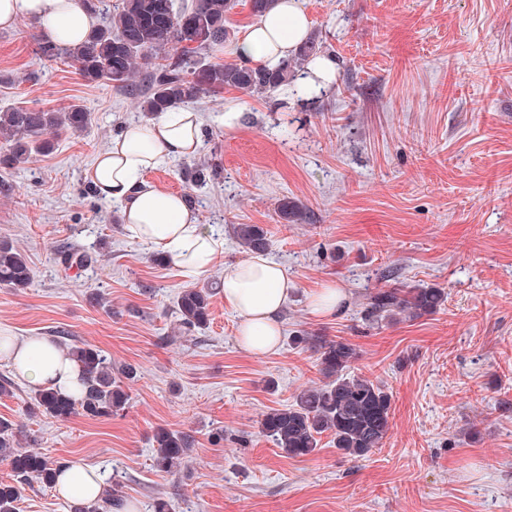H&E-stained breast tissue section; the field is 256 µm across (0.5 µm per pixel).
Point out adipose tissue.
Returning a JSON list of instances; mask_svg holds the SVG:
<instances>
[{
  "label": "adipose tissue",
  "mask_w": 512,
  "mask_h": 512,
  "mask_svg": "<svg viewBox=\"0 0 512 512\" xmlns=\"http://www.w3.org/2000/svg\"><path fill=\"white\" fill-rule=\"evenodd\" d=\"M36 21L44 34L64 47L81 43L96 23L79 0H0V29ZM311 27L301 0H273L271 7L242 32L236 54L247 64L273 67L307 39ZM203 141L197 112L174 108L161 118L130 123L85 170L100 198L118 203L125 234L149 244L184 276L196 277L223 264L220 283L225 305L238 318L237 343L247 353L267 355L282 338V314L296 289L287 265L262 253L224 263V235L200 223L178 194L149 185L147 172L194 156ZM0 361L35 389L73 391L78 366L56 342L42 336L0 339ZM58 493L76 505L100 499L103 485L79 460L68 462L58 477Z\"/></svg>",
  "instance_id": "obj_1"
}]
</instances>
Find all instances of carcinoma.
<instances>
[{
    "mask_svg": "<svg viewBox=\"0 0 512 512\" xmlns=\"http://www.w3.org/2000/svg\"><path fill=\"white\" fill-rule=\"evenodd\" d=\"M236 0H82L87 11L102 19L86 40L74 48H63L49 39L39 42L47 58L66 56L90 83L110 84L136 100L141 111L157 115L185 103L199 101L232 89L259 96L297 79L308 59L319 50V38L303 43L291 58L274 68H257L242 63H213L209 51L230 35L228 15ZM90 113L79 104L63 111L37 107L0 110V139L6 148L0 166L14 168L33 153L49 154L54 136L81 132ZM280 219L299 224L306 212L286 198L277 206ZM233 234L249 252L269 248L264 229L258 224H237ZM31 270L25 255L7 242H0V285L25 288ZM215 288L186 289L175 300L179 329L201 332L210 323V298ZM448 293L434 286L394 284L376 288L366 297L365 312L373 324L395 321L404 315L419 318L436 313ZM296 345L314 348L321 384L301 390L292 404L272 409L260 421L261 433L292 458H305L318 448L322 435L332 438L344 455L362 457L381 447L390 429L391 394L368 378L350 373L357 359L353 346L343 339L323 336H294ZM66 355L80 368V386L75 394L38 389L30 397L29 410L67 421L76 414L109 418L126 409L129 395L123 380H133L137 370L126 365L119 370L96 346L84 342L64 345ZM21 426L0 420V460L7 462L14 481L0 482V512H16L20 485L31 480L55 484L61 463L37 448L16 443ZM152 467L174 473L186 466L194 445L193 436L178 430L161 429ZM123 504L120 483H112L104 502L73 508V512H101Z\"/></svg>",
    "mask_w": 512,
    "mask_h": 512,
    "instance_id": "cac0c4a2",
    "label": "carcinoma"
}]
</instances>
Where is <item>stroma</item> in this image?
I'll return each mask as SVG.
<instances>
[{"instance_id": "stroma-1", "label": "stroma", "mask_w": 512, "mask_h": 512, "mask_svg": "<svg viewBox=\"0 0 512 512\" xmlns=\"http://www.w3.org/2000/svg\"><path fill=\"white\" fill-rule=\"evenodd\" d=\"M303 6L336 66L321 98L293 84L203 98L193 105L199 153L147 175L224 232L223 263L188 279L154 263L83 179L143 112L70 60L39 57V25L0 30V110L80 104L90 114L52 153L0 169L11 187L0 193V240L33 272L26 288L0 286V333L87 342L137 370L123 414L59 421L28 416L30 388L0 362V382L13 384L0 418L52 459L79 458L103 483L119 481L138 512L160 498L169 512H512V0ZM228 112L239 115L230 126ZM204 162L214 172L200 186L188 174ZM285 198L305 222L281 223ZM237 224L263 227L268 256L296 278L274 354L239 348L219 292L208 329L175 336L176 295L211 287L244 258ZM73 248L95 262L65 268ZM387 281L436 286L448 299L432 315L368 325L366 296ZM330 282L345 290L344 310L312 313L309 295ZM298 330L348 341L353 374L391 394L390 430L369 455H343L325 437L299 461L260 433L263 414L323 380L315 352L292 344ZM159 428L194 437L181 472L153 470Z\"/></svg>"}]
</instances>
